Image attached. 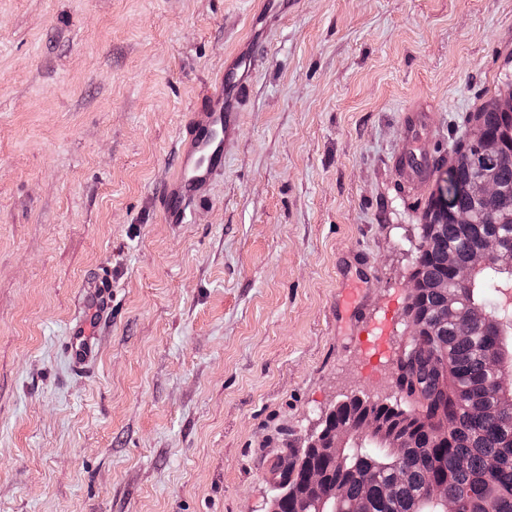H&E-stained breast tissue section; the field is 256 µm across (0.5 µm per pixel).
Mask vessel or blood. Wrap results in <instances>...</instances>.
<instances>
[{
  "instance_id": "obj_1",
  "label": "vessel or blood",
  "mask_w": 512,
  "mask_h": 512,
  "mask_svg": "<svg viewBox=\"0 0 512 512\" xmlns=\"http://www.w3.org/2000/svg\"><path fill=\"white\" fill-rule=\"evenodd\" d=\"M262 56L259 46L247 43L224 62V72L207 96V106L192 112L185 124L179 152L178 173L161 192V210L166 222L178 223L190 203L201 193L224 161V137L239 119L251 73ZM93 308L98 320L112 318V283L100 279L93 288ZM69 357L76 368H91L97 359L88 324L71 332Z\"/></svg>"
}]
</instances>
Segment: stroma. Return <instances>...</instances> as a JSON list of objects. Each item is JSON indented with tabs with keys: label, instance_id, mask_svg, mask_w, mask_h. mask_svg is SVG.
<instances>
[{
	"label": "stroma",
	"instance_id": "obj_1",
	"mask_svg": "<svg viewBox=\"0 0 512 512\" xmlns=\"http://www.w3.org/2000/svg\"><path fill=\"white\" fill-rule=\"evenodd\" d=\"M260 2L0 0V512H266L280 449L392 395L440 177L394 163L447 157L512 77V0H294L222 172L167 223L182 129ZM93 308L97 315V320H112V282L108 279L101 278L98 280L94 288ZM68 354L73 365L78 369H89L95 364L97 352L88 324L80 323L73 328Z\"/></svg>",
	"mask_w": 512,
	"mask_h": 512
}]
</instances>
